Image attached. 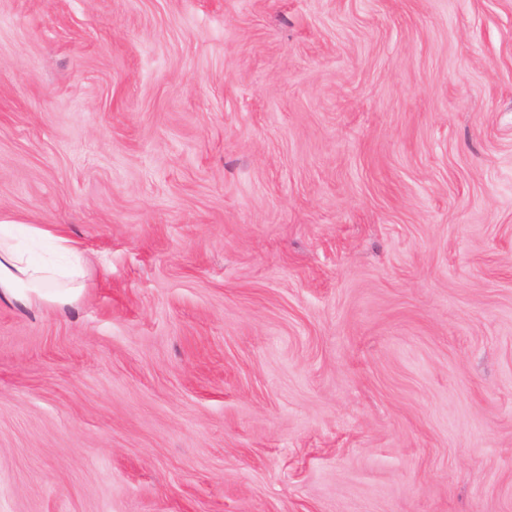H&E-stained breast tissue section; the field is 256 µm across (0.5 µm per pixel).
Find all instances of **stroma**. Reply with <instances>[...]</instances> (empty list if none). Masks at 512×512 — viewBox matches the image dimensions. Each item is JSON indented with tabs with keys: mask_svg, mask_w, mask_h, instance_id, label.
<instances>
[{
	"mask_svg": "<svg viewBox=\"0 0 512 512\" xmlns=\"http://www.w3.org/2000/svg\"><path fill=\"white\" fill-rule=\"evenodd\" d=\"M0 512H512V0H0ZM0 297L22 306L42 303L67 306L85 288L86 268L79 251L64 236L52 235L38 225L0 221ZM29 238L52 239L62 254V263L44 262L16 243L19 232Z\"/></svg>",
	"mask_w": 512,
	"mask_h": 512,
	"instance_id": "obj_1",
	"label": "stroma"
}]
</instances>
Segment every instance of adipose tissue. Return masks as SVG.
Wrapping results in <instances>:
<instances>
[{"label":"adipose tissue","instance_id":"obj_1","mask_svg":"<svg viewBox=\"0 0 512 512\" xmlns=\"http://www.w3.org/2000/svg\"><path fill=\"white\" fill-rule=\"evenodd\" d=\"M31 239L53 238L62 262H44L22 250L18 233ZM86 268L79 251L63 236H50L47 229L29 224L0 222V297L28 306L42 303L67 306L76 301L85 287Z\"/></svg>","mask_w":512,"mask_h":512}]
</instances>
